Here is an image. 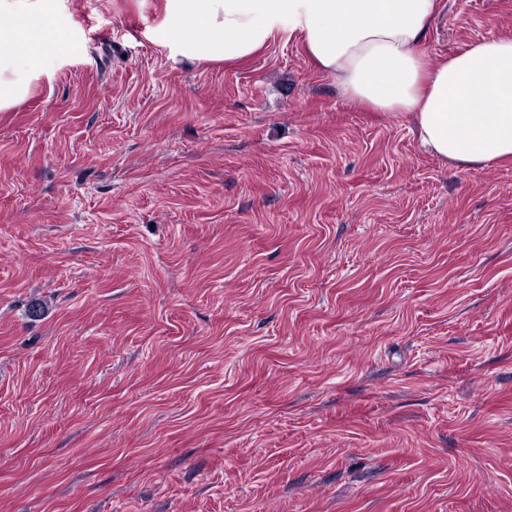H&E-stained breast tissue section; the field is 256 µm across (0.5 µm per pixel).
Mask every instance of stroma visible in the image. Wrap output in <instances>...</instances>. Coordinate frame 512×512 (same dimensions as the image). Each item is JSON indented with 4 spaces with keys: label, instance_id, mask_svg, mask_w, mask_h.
Wrapping results in <instances>:
<instances>
[{
    "label": "stroma",
    "instance_id": "obj_1",
    "mask_svg": "<svg viewBox=\"0 0 512 512\" xmlns=\"http://www.w3.org/2000/svg\"><path fill=\"white\" fill-rule=\"evenodd\" d=\"M164 4L65 0L0 112V512H512V163L296 37L173 64ZM498 38L439 0L425 50Z\"/></svg>",
    "mask_w": 512,
    "mask_h": 512
}]
</instances>
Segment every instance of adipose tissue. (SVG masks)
<instances>
[{
    "label": "adipose tissue",
    "instance_id": "obj_1",
    "mask_svg": "<svg viewBox=\"0 0 512 512\" xmlns=\"http://www.w3.org/2000/svg\"><path fill=\"white\" fill-rule=\"evenodd\" d=\"M438 0H165L155 39L173 61L245 60L299 37L359 107L409 116L422 145L460 168L512 161V39L429 66ZM0 112L50 78L73 40L55 0H0Z\"/></svg>",
    "mask_w": 512,
    "mask_h": 512
}]
</instances>
